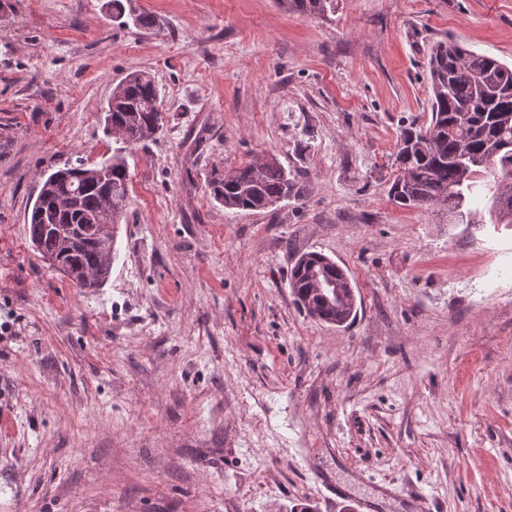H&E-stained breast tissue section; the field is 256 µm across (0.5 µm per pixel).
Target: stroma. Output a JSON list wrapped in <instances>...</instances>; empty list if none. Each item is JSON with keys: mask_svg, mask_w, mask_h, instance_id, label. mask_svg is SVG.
<instances>
[{"mask_svg": "<svg viewBox=\"0 0 512 512\" xmlns=\"http://www.w3.org/2000/svg\"><path fill=\"white\" fill-rule=\"evenodd\" d=\"M0 0V512H512V226L395 204L444 40L512 65V0ZM154 77L107 283L27 235L44 175L115 146L104 107ZM275 158L302 199L228 210L213 166ZM319 252L357 317L320 322ZM290 12L307 16H323L334 9V0H281ZM350 283L340 265L319 253L300 256L289 280L296 302L309 316L337 327L349 325L356 317V298L350 295L354 291ZM344 313L346 316L340 317ZM343 321L345 325H341Z\"/></svg>", "mask_w": 512, "mask_h": 512, "instance_id": "obj_1", "label": "stroma"}]
</instances>
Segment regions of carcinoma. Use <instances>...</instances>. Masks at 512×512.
<instances>
[{
    "label": "carcinoma",
    "mask_w": 512,
    "mask_h": 512,
    "mask_svg": "<svg viewBox=\"0 0 512 512\" xmlns=\"http://www.w3.org/2000/svg\"><path fill=\"white\" fill-rule=\"evenodd\" d=\"M290 12L323 16L334 0H281ZM432 90L429 126L402 131L394 153L400 174L391 187L401 206L448 212V223L472 218L470 202L479 181L489 180L490 214L512 223V67L498 60L439 42L429 61ZM162 127V104L148 73L126 77L112 105L114 129L127 142L96 168L77 162L42 182L27 225L29 239L46 263L78 288H99L112 268L115 236L125 214L130 180L128 149L152 140ZM207 186L228 210L259 211L303 188L275 160L249 162L231 170L211 169ZM296 302L311 317L341 326L356 317V298L345 270L319 253L300 256L289 280Z\"/></svg>",
    "instance_id": "1"
}]
</instances>
